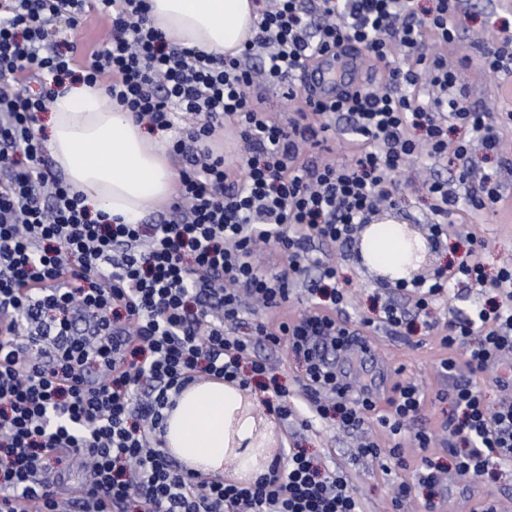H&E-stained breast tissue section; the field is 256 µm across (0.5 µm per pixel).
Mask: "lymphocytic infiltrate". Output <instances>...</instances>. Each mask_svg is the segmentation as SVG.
Listing matches in <instances>:
<instances>
[{
  "label": "lymphocytic infiltrate",
  "instance_id": "f902f5d3",
  "mask_svg": "<svg viewBox=\"0 0 512 512\" xmlns=\"http://www.w3.org/2000/svg\"><path fill=\"white\" fill-rule=\"evenodd\" d=\"M91 4L111 25L82 80L104 83L150 130L193 119L170 144L184 165L172 216L156 224L91 214L82 194L53 177L34 132L78 53L73 43L51 50V28L77 26ZM460 7L434 0L420 20L411 0H316L310 11L300 0H264L254 39L226 57L169 42L151 26L146 0H0V512H18L20 499L36 500L39 512H361L346 475L302 448L252 484L200 480L163 451L167 410L203 374L242 388L264 381L279 399L276 414L292 415L285 387L252 354L258 337L305 363L303 427L331 416L357 430L386 397L391 411L379 421L394 441L386 453L406 467L400 438L424 395L403 381L384 394L337 372L331 354L354 349L360 333L337 319L345 302L337 269L312 245L351 242L379 206L394 203L402 191L394 175L414 155L461 159L475 145L499 153L492 114L465 106L457 70L433 50L455 41ZM398 45L407 50L400 60ZM358 51L379 68V83L309 102L288 123L250 93L262 82L298 102L304 69ZM341 121L351 160H310L307 148ZM226 123L247 147L241 180L209 146ZM271 241L286 261L266 275L254 251ZM311 267L320 271L317 308L226 332L246 300L286 303ZM454 282L493 291L440 332L448 352L440 365L452 380L444 426L463 442L449 454L456 475L474 480L512 469V403L489 408L457 378L460 368L482 373L512 353V265L490 278L466 257L436 273L415 308L427 310ZM414 440L424 455L415 483L395 490L396 512L413 485L438 484L428 431ZM75 470L85 474L80 491L62 497Z\"/></svg>",
  "mask_w": 512,
  "mask_h": 512
}]
</instances>
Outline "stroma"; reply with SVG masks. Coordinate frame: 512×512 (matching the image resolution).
Here are the masks:
<instances>
[{
  "label": "stroma",
  "mask_w": 512,
  "mask_h": 512,
  "mask_svg": "<svg viewBox=\"0 0 512 512\" xmlns=\"http://www.w3.org/2000/svg\"><path fill=\"white\" fill-rule=\"evenodd\" d=\"M108 26L107 19L92 10L76 28L58 26L56 37L78 43L83 48L84 53L77 60L78 66L83 67L89 64ZM456 29L458 39L455 46L443 47V54L454 63L465 54L477 57L490 35L512 37V0H464L456 18ZM462 79L468 88L467 106L496 113L503 152L488 157L475 148L465 163L435 162L424 157L407 160L396 175L397 180L408 185L402 221L425 224L432 217L431 199L417 189L421 179L448 181L455 189L458 207L447 217L441 246L429 249L426 260L431 269L441 270L458 262L467 249L472 248L477 251L487 274L492 275L503 260L512 259V172L501 167L502 159H512V76L504 71L493 74L472 64L463 70ZM466 166L500 172L503 199L497 207L482 213L476 220L470 216L471 186L458 180ZM321 249L330 254L339 267V279L346 297L342 318L369 336L373 344L370 357L363 361V371L374 373L384 366L399 370L402 380L414 383L426 396L420 418L407 425L402 441L406 459L412 462L418 458L419 450L413 436L424 427L435 437V446L430 450L433 461L450 465L451 459L445 449L446 434L442 429L449 405L436 398L437 393L448 388V375L440 366L445 352L438 343L437 334L439 327L462 316L477 301L475 289L457 285L447 298L431 306L428 314L408 315L402 330L395 332L382 323L381 306L386 301L408 305L415 296L413 288L374 281L357 261L354 245L340 247L325 243ZM318 279V272L310 271L307 282L297 285L285 309L270 311L259 305H250L244 313L246 322H276L299 316L316 303L317 298L311 294L309 285ZM254 353L267 359L279 383L287 388L290 401L300 402L305 376L302 363L288 355L284 347L263 342L256 344ZM272 398V392H265V406L254 412L252 418L254 424L263 427L269 442L278 446L280 457H287L292 448L306 449L319 456L327 467L346 472L364 512H392L393 490L401 482L411 481L412 472L360 454L358 445L364 437L384 450L392 446L390 434L381 426L377 415H369L358 434L344 432L331 417L314 421L312 427L304 428L295 418L284 420L270 412L267 403ZM432 494L445 498L448 512H472L476 500L489 495L498 500L501 512H512V472L487 475L476 482L454 476L433 491L424 487L414 488V512H422L425 501Z\"/></svg>",
  "instance_id": "35a3bbf8"
}]
</instances>
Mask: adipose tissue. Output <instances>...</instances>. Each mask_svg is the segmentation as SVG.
Wrapping results in <instances>:
<instances>
[{"label":"adipose tissue","mask_w":512,"mask_h":512,"mask_svg":"<svg viewBox=\"0 0 512 512\" xmlns=\"http://www.w3.org/2000/svg\"><path fill=\"white\" fill-rule=\"evenodd\" d=\"M156 28L177 44L237 56L254 35V0H147ZM47 148L68 184L84 195L92 212L137 223L175 187L176 171L164 133L149 134L131 113L109 102L104 89L85 82L66 84L50 102ZM368 264L395 280L415 263L402 225L375 224L362 238ZM239 392L219 380L186 389L169 411L164 439L187 466L223 472L233 436L252 431L237 419Z\"/></svg>","instance_id":"obj_1"}]
</instances>
